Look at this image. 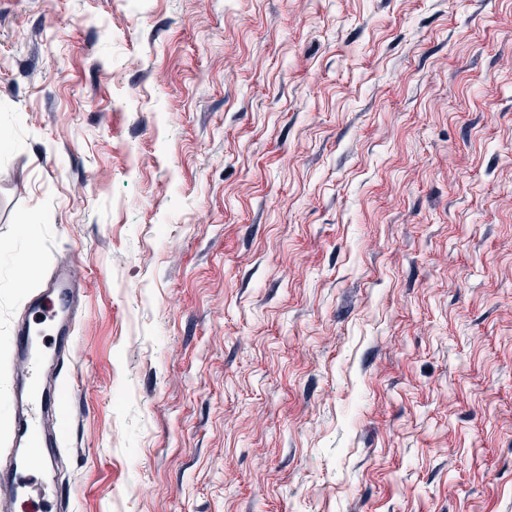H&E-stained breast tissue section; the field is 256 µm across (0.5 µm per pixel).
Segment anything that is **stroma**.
<instances>
[{
	"mask_svg": "<svg viewBox=\"0 0 512 512\" xmlns=\"http://www.w3.org/2000/svg\"><path fill=\"white\" fill-rule=\"evenodd\" d=\"M0 139L67 512H512V0H0Z\"/></svg>",
	"mask_w": 512,
	"mask_h": 512,
	"instance_id": "35a3bbf8",
	"label": "stroma"
}]
</instances>
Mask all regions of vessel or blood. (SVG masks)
I'll list each match as a JSON object with an SVG mask.
<instances>
[{"instance_id":"vessel-or-blood-1","label":"vessel or blood","mask_w":512,"mask_h":512,"mask_svg":"<svg viewBox=\"0 0 512 512\" xmlns=\"http://www.w3.org/2000/svg\"><path fill=\"white\" fill-rule=\"evenodd\" d=\"M78 293L69 278L54 271L45 287L31 299L28 319L13 327L16 360L26 381L45 382L46 388L15 397L12 449L0 461V512H12L19 497L44 490L42 483L21 480L19 467L47 474L57 464L52 452L56 410L48 389L54 385L65 360L73 356L70 333Z\"/></svg>"}]
</instances>
